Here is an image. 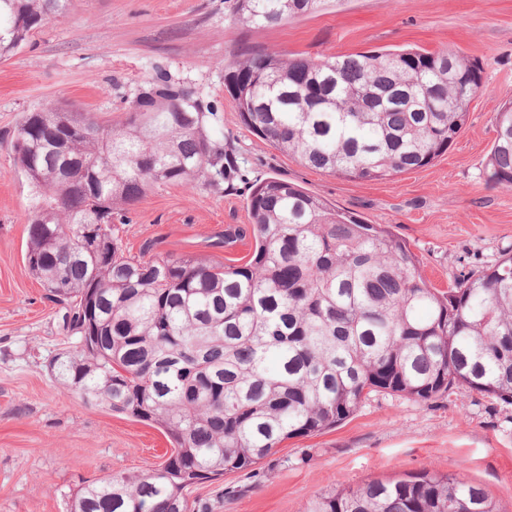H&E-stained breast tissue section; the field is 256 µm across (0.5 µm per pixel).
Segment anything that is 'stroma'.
<instances>
[{
  "label": "stroma",
  "mask_w": 512,
  "mask_h": 512,
  "mask_svg": "<svg viewBox=\"0 0 512 512\" xmlns=\"http://www.w3.org/2000/svg\"><path fill=\"white\" fill-rule=\"evenodd\" d=\"M453 49L476 60L484 84L448 151L385 180H346L262 142L224 89V58L253 49L350 54ZM190 87L224 150L223 178L159 185L112 231L127 255L247 261L254 184L303 187L409 246L428 285L447 290L512 254V186L489 187L484 161L494 112L512 101V0H344L268 29L234 23L224 0H67L0 61V512H70L76 490L120 471L161 466L173 448L158 425L82 403L49 362L70 341L64 311L24 269L36 189L12 147L24 112L64 97L103 121L123 120L155 68ZM424 470L476 484L512 512V403L465 389L428 402L373 394L336 429L288 440L252 468L189 488L192 512H305L335 488L392 482Z\"/></svg>",
  "instance_id": "obj_1"
}]
</instances>
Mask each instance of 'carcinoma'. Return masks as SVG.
Masks as SVG:
<instances>
[{"label": "carcinoma", "instance_id": "carcinoma-1", "mask_svg": "<svg viewBox=\"0 0 512 512\" xmlns=\"http://www.w3.org/2000/svg\"><path fill=\"white\" fill-rule=\"evenodd\" d=\"M226 2L234 22L259 29L327 0ZM64 10L65 0H0V60ZM482 83L480 64L455 50L258 49L224 62V88L257 138L344 179L430 165ZM206 118L157 70L120 122L57 98L16 126V165L38 190L25 270L65 309L73 337L51 371L84 402L157 424L174 443L157 469L81 487L71 512H189L196 483L335 428L372 393L426 402L464 386L512 402V256L439 292L390 232L275 177L249 195L246 263L125 256L112 220L126 207L156 184L224 177ZM494 123L486 182L512 186V102ZM308 512L500 509L477 485L423 471L321 494Z\"/></svg>", "mask_w": 512, "mask_h": 512}]
</instances>
